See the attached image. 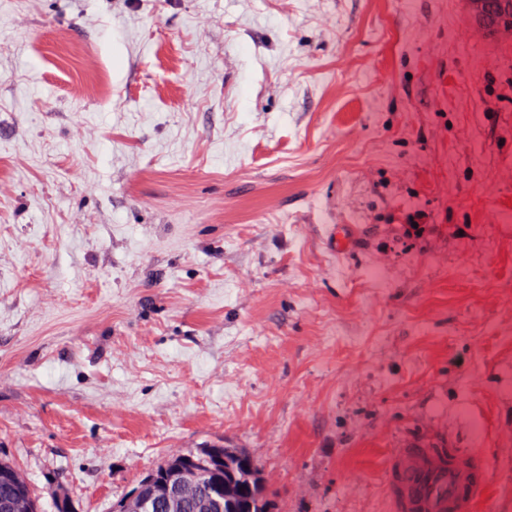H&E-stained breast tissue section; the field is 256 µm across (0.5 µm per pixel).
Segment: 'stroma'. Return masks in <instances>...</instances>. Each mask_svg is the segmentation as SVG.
I'll return each instance as SVG.
<instances>
[{"instance_id": "stroma-1", "label": "stroma", "mask_w": 512, "mask_h": 512, "mask_svg": "<svg viewBox=\"0 0 512 512\" xmlns=\"http://www.w3.org/2000/svg\"><path fill=\"white\" fill-rule=\"evenodd\" d=\"M467 13L0 0V458L42 512L212 445L275 512H391L418 438L512 512V38Z\"/></svg>"}]
</instances>
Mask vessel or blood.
Returning a JSON list of instances; mask_svg holds the SVG:
<instances>
[{"label": "vessel or blood", "mask_w": 512, "mask_h": 512, "mask_svg": "<svg viewBox=\"0 0 512 512\" xmlns=\"http://www.w3.org/2000/svg\"><path fill=\"white\" fill-rule=\"evenodd\" d=\"M487 490L483 465L456 448L415 443L388 462L387 491L395 512H477Z\"/></svg>", "instance_id": "vessel-or-blood-1"}]
</instances>
